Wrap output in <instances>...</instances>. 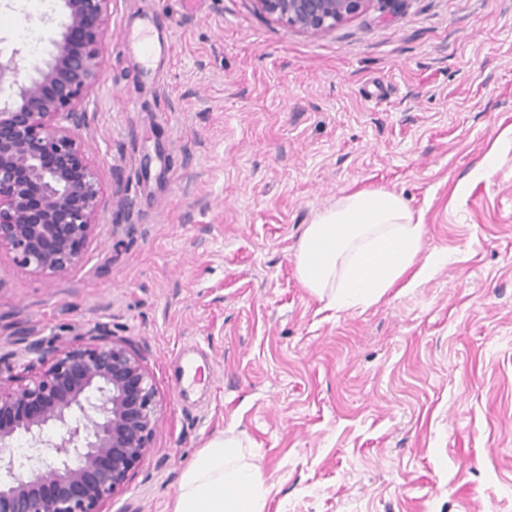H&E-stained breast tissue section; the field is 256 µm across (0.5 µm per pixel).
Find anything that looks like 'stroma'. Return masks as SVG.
Returning <instances> with one entry per match:
<instances>
[{"label": "stroma", "instance_id": "obj_1", "mask_svg": "<svg viewBox=\"0 0 512 512\" xmlns=\"http://www.w3.org/2000/svg\"><path fill=\"white\" fill-rule=\"evenodd\" d=\"M5 2L8 48L48 59L41 0ZM149 18L173 51L144 80L119 34ZM103 29L95 236L62 277L0 251V336L99 324L143 352L159 428L108 512H173L225 433L265 512H512V0H372L321 35L253 0H110ZM362 189L403 197L442 261L337 311L296 255ZM183 356L210 375L184 400Z\"/></svg>", "mask_w": 512, "mask_h": 512}]
</instances>
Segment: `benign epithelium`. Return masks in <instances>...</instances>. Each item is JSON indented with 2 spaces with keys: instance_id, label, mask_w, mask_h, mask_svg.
<instances>
[{
  "instance_id": "1",
  "label": "benign epithelium",
  "mask_w": 512,
  "mask_h": 512,
  "mask_svg": "<svg viewBox=\"0 0 512 512\" xmlns=\"http://www.w3.org/2000/svg\"><path fill=\"white\" fill-rule=\"evenodd\" d=\"M109 2L61 0L41 65L0 49V249L34 273L67 274L96 229L101 186L76 131L100 77ZM253 2L278 23L320 35L372 0ZM69 333L29 331L0 354V512H105L158 429L159 394L142 352L97 325ZM19 436L52 454L29 455L17 470L3 454Z\"/></svg>"
}]
</instances>
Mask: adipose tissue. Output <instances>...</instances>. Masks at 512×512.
I'll return each mask as SVG.
<instances>
[{
    "label": "adipose tissue",
    "instance_id": "1",
    "mask_svg": "<svg viewBox=\"0 0 512 512\" xmlns=\"http://www.w3.org/2000/svg\"><path fill=\"white\" fill-rule=\"evenodd\" d=\"M424 224L399 195L381 189L340 197L304 230L296 271L305 288L339 310L367 307L415 264ZM240 440L211 439L184 471L174 512H264L267 490L242 462Z\"/></svg>",
    "mask_w": 512,
    "mask_h": 512
}]
</instances>
